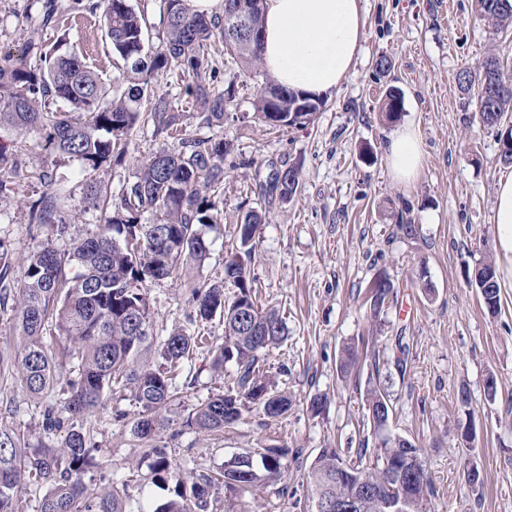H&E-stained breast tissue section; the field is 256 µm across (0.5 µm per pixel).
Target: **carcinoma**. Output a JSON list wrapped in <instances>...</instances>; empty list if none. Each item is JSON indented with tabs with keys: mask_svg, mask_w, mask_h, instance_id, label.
I'll use <instances>...</instances> for the list:
<instances>
[{
	"mask_svg": "<svg viewBox=\"0 0 512 512\" xmlns=\"http://www.w3.org/2000/svg\"><path fill=\"white\" fill-rule=\"evenodd\" d=\"M104 27L112 54L123 62L126 88L109 91L99 74L77 56L49 47L43 32L58 15L57 0H44L37 15L25 16L28 38L20 58H0V127L32 130L41 135L44 149L81 162L87 174L128 152L130 136L142 124L154 132L182 130L183 111L164 95L148 92L158 75L178 73L187 78L184 93L207 126L223 127L234 97L236 79L219 90L220 71L213 55L224 48L231 64L242 74L261 71L259 43L229 36L225 15L194 11L189 0H163L165 27L160 47L146 48L144 14L129 0H104ZM478 15L494 30L512 27V0H475ZM463 94H477L483 127L496 131L500 161L512 164V129L505 120L512 112V70L490 56L457 77ZM325 101L300 97L271 81L259 86L251 102V119L272 125L273 113L294 111V128L314 123ZM403 98L389 89L379 102V113L390 121L398 117ZM235 155L233 143L220 136L183 137L177 148L163 150L138 165L133 179L117 194L102 180L87 182L86 200L105 210L96 225L61 254L46 243L32 254L23 277L12 281L18 307L14 331L19 345L12 357L0 356V374L13 375L35 400L65 381L61 397L43 409L42 430L61 434L57 446L26 445L20 432L0 424V512H17L23 484L47 487L39 512H128L117 487L90 498L82 475L97 463L98 447L86 429L88 418L104 407L112 393L127 391L138 404L134 433L149 441L156 430L174 422L157 418L171 411L174 381L207 338L183 327L163 338L153 336V317L147 293L150 284L174 277L186 265L200 268L210 255L212 242L204 228L218 224L224 196V162ZM299 186V172L285 168L283 183L266 193L290 202ZM64 190L44 194L30 209V223L45 224L58 236L69 233L61 215ZM153 214L156 223L143 224L141 215ZM265 213L247 209L236 224V244L224 257L223 275L197 276L190 285L195 325L218 318L223 335L210 344V368L219 372L235 367L234 385L199 403L185 425L207 432L234 427L254 409L269 418L288 411V397L272 389L265 356L288 337L280 311L258 305L251 269L255 238ZM489 284L487 310L500 308V288L494 263L485 261L474 270L475 287ZM235 288L224 298V286ZM370 314L378 317L393 290L385 276L377 277ZM63 340L57 350L45 339ZM367 420L382 425L390 414L388 388L376 381L367 392ZM405 438L386 441L375 466L344 461L334 448H323L308 473L309 496L322 492L347 496L355 483L365 480L388 495L400 489L388 480L393 461L405 452ZM149 466L154 483L175 481L170 497L151 512H209L214 491L224 498H241L254 486L277 480L288 449L272 446L256 459L233 456L212 474H200L186 483L173 471L166 453L150 449ZM431 482L423 474L407 487L406 512H429Z\"/></svg>",
	"mask_w": 512,
	"mask_h": 512,
	"instance_id": "cac0c4a2",
	"label": "carcinoma"
}]
</instances>
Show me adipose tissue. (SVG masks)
<instances>
[{"label":"adipose tissue","instance_id":"obj_1","mask_svg":"<svg viewBox=\"0 0 512 512\" xmlns=\"http://www.w3.org/2000/svg\"><path fill=\"white\" fill-rule=\"evenodd\" d=\"M361 0H265L262 66L289 90L324 97L353 67L365 36ZM386 156L394 178L407 185L424 163L421 138L403 127L393 132ZM499 262L497 272L512 280V176L500 178L494 193Z\"/></svg>","mask_w":512,"mask_h":512}]
</instances>
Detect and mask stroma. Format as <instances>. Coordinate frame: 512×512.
Instances as JSON below:
<instances>
[{
    "mask_svg": "<svg viewBox=\"0 0 512 512\" xmlns=\"http://www.w3.org/2000/svg\"><path fill=\"white\" fill-rule=\"evenodd\" d=\"M42 0H0V56L18 54L26 40L16 16L38 12ZM365 38L353 69L327 100L314 125L273 129L242 121L251 108L252 85H241L221 130L243 164L228 168L224 221L208 230L211 252L202 273L220 275L226 251L235 244L234 224L247 205H259L266 221L256 233L254 273L261 304L278 307L288 338L265 360L277 389L291 401L270 418L245 414L235 427L215 436L181 426L198 402L223 393L236 377L234 367L211 371L206 351H197L190 369L176 378L172 409L179 422L156 432L176 472L189 480L217 471L232 455L270 446L287 448L280 481L257 485L244 503L217 498L213 512H309L307 474L324 448L341 449L344 459L374 460L384 440L402 437L423 450L432 484V512H512V288L500 290L497 314L485 308L469 278L483 260L496 258L492 222L493 189L512 174L498 160L494 132L483 129L476 97H463L456 76L494 54L512 62V30L494 33L474 11V0H362ZM47 44L64 41L108 87L120 82L118 64L104 35L101 11L77 16L61 11L49 27ZM391 67L375 69L379 56ZM390 86L403 94L397 121L378 112ZM413 125L422 140L425 163L413 185L391 175L385 145L396 123ZM0 142L19 156L8 173L16 189L0 200V242L10 250V278H20L31 252L44 243L61 253L102 223L101 210L88 207L86 176L79 161L44 150L34 134L0 129ZM176 139L136 128L124 160L97 171L120 190L138 164L174 148ZM298 166L300 188L287 204L262 198L260 185L271 167ZM64 187L66 237H50L30 223L29 207L43 194ZM411 220L414 235L399 228ZM384 275L394 284L378 322H371L368 286ZM155 335L187 325L191 307L183 276L149 286ZM354 343L360 363L341 375L343 344ZM383 379L393 405L387 424L371 427L364 418L366 392ZM495 393H488V381ZM326 406L313 413L310 402ZM134 413L131 396L113 395L92 419L100 448L98 468L83 482L88 494L125 484L130 512L160 503L164 490L129 479L147 474L148 461L127 421L115 410ZM42 406L20 381L0 384V422L38 443ZM475 440L465 445L464 426ZM483 483L471 490L469 464Z\"/></svg>",
    "mask_w": 512,
    "mask_h": 512,
    "instance_id": "1",
    "label": "stroma"
}]
</instances>
